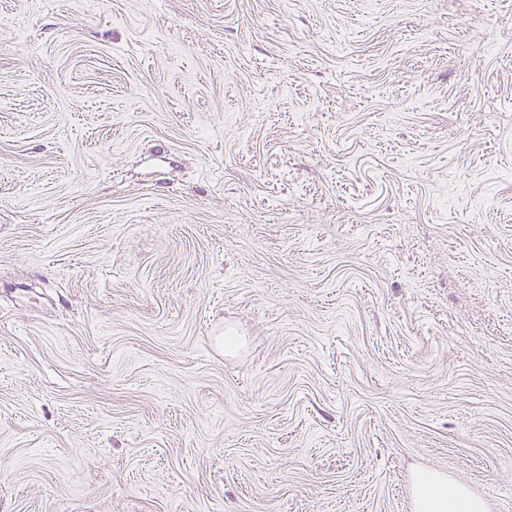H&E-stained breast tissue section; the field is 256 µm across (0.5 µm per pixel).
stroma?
Wrapping results in <instances>:
<instances>
[{"label":"stroma","instance_id":"35a3bbf8","mask_svg":"<svg viewBox=\"0 0 512 512\" xmlns=\"http://www.w3.org/2000/svg\"><path fill=\"white\" fill-rule=\"evenodd\" d=\"M512 512V0H0V512ZM420 512H480L483 507L448 480L429 474L418 485Z\"/></svg>","mask_w":512,"mask_h":512}]
</instances>
